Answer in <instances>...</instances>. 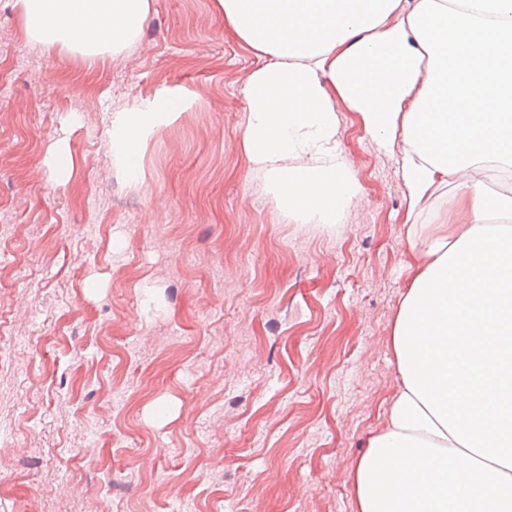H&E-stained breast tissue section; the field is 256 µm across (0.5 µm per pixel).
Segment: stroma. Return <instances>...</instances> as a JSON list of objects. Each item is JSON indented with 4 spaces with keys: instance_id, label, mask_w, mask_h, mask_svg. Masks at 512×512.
I'll use <instances>...</instances> for the list:
<instances>
[{
    "instance_id": "35a3bbf8",
    "label": "stroma",
    "mask_w": 512,
    "mask_h": 512,
    "mask_svg": "<svg viewBox=\"0 0 512 512\" xmlns=\"http://www.w3.org/2000/svg\"><path fill=\"white\" fill-rule=\"evenodd\" d=\"M251 62L212 0H151L93 65L0 0V512H357L400 380L407 188L343 112L365 204L338 224L277 211L240 144ZM167 94L189 109L130 177L112 121Z\"/></svg>"
}]
</instances>
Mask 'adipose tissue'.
Masks as SVG:
<instances>
[{
	"label": "adipose tissue",
	"instance_id": "obj_1",
	"mask_svg": "<svg viewBox=\"0 0 512 512\" xmlns=\"http://www.w3.org/2000/svg\"><path fill=\"white\" fill-rule=\"evenodd\" d=\"M27 37L85 60L137 36L150 0H18ZM255 56L241 147L276 209L334 224L363 199L338 151L354 112L407 187L409 277L391 329L400 375L353 476L358 512H512V0H214ZM172 95L112 122L138 173ZM464 215L452 222L451 213Z\"/></svg>",
	"mask_w": 512,
	"mask_h": 512
}]
</instances>
